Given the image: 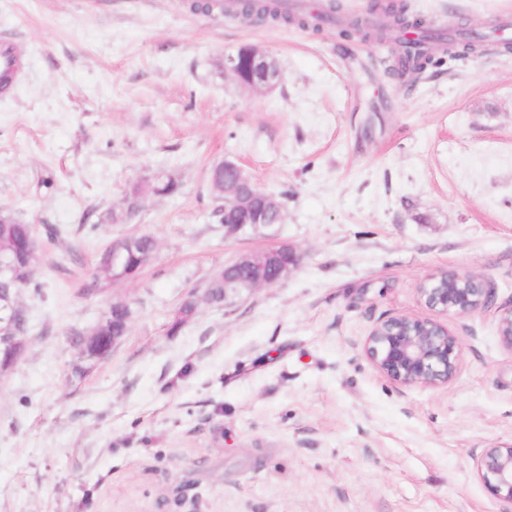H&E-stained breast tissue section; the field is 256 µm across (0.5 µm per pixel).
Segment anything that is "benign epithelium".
Wrapping results in <instances>:
<instances>
[{"label":"benign epithelium","mask_w":512,"mask_h":512,"mask_svg":"<svg viewBox=\"0 0 512 512\" xmlns=\"http://www.w3.org/2000/svg\"><path fill=\"white\" fill-rule=\"evenodd\" d=\"M224 70L253 89H270L279 72L274 59L252 46L224 57ZM224 172V206L242 214L236 224L226 225V234L238 235L249 228L268 226L274 211L283 216V205L265 195L236 162H220ZM301 254L288 244L271 245L246 254L224 268V298L242 289L272 285L301 264ZM8 279L21 288L27 282L26 269L0 259V280ZM427 306L457 315L472 314L488 306L491 291L483 279L472 274L435 271L419 288ZM498 333L504 346L512 350V307L498 318ZM91 340L97 342L96 359L107 358L119 339L99 329ZM25 321L20 305L0 296V375L11 370L25 353ZM365 351L380 373L405 386L441 388L456 376L461 361V339L441 323L426 318L399 316L379 321L365 340ZM487 491L512 503V444L486 449L476 460Z\"/></svg>","instance_id":"7a95c632"}]
</instances>
